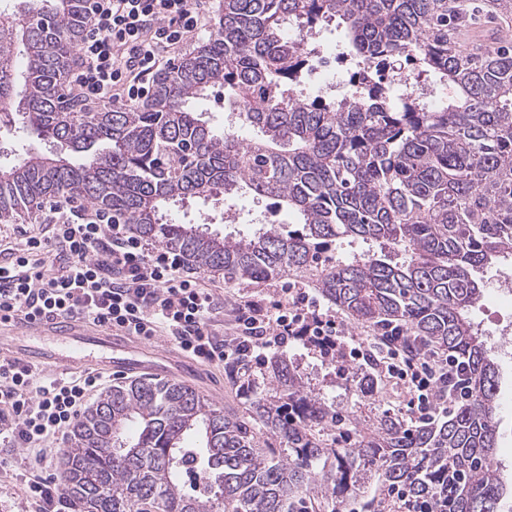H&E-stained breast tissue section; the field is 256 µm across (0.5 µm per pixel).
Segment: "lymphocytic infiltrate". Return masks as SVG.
<instances>
[{"mask_svg":"<svg viewBox=\"0 0 512 512\" xmlns=\"http://www.w3.org/2000/svg\"><path fill=\"white\" fill-rule=\"evenodd\" d=\"M202 16L199 0H89L73 82L89 100L120 104L145 96L168 52L201 29ZM44 208L50 235L27 237L0 262V316H65L139 339L164 336L217 366L248 358L263 368L266 349L294 340L330 355L362 356L361 344L342 342L334 317L296 285L268 306L240 303L229 333H220L216 293L184 275L180 256L141 239L111 211L57 201ZM375 346L390 372L408 379L420 416H429L442 362L407 350L395 336L379 337ZM106 383L92 372L40 381L33 367L0 358V466L7 450H36L27 496L37 512H62L64 493L46 461Z\"/></svg>","mask_w":512,"mask_h":512,"instance_id":"lymphocytic-infiltrate-1","label":"lymphocytic infiltrate"}]
</instances>
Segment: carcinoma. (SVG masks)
I'll list each match as a JSON object with an SVG mask.
<instances>
[{"label": "carcinoma", "instance_id": "obj_1", "mask_svg": "<svg viewBox=\"0 0 512 512\" xmlns=\"http://www.w3.org/2000/svg\"><path fill=\"white\" fill-rule=\"evenodd\" d=\"M88 0H18L0 22V105L19 101L37 137L72 154H24L0 166V221L73 198L124 218L135 234L231 288L288 275L312 279L354 325L400 330L418 352L448 354L434 389L446 416L410 425L384 409L375 358L352 374L342 418L284 354H274L253 414L280 447L176 381H120L75 422L60 457L75 512H341L371 478L382 492L363 512H386L385 490L448 501V512H504L512 490L494 466L497 362L469 312L476 272L512 257V36L491 52L448 47L468 15L448 0H222L215 30L163 69L151 92L90 110L63 79L84 34ZM343 28L344 54L367 71L408 66L451 98L397 102L298 92L308 57L297 33ZM25 57L20 67L18 56ZM221 84L247 141L215 131L195 105ZM275 200L300 228L255 220L240 237L170 219L189 200ZM370 247L337 253L341 243ZM196 475L185 490L188 473Z\"/></svg>", "mask_w": 512, "mask_h": 512}]
</instances>
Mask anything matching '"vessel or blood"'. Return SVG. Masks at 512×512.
<instances>
[{
    "instance_id": "1",
    "label": "vessel or blood",
    "mask_w": 512,
    "mask_h": 512,
    "mask_svg": "<svg viewBox=\"0 0 512 512\" xmlns=\"http://www.w3.org/2000/svg\"><path fill=\"white\" fill-rule=\"evenodd\" d=\"M0 335L30 337V345L13 353L14 358L24 363L38 361L64 370L85 361L89 349L101 347L109 350L106 365L115 372L127 375L147 369L145 363L127 358V351L133 348L130 341L98 331L71 318L22 320L2 317Z\"/></svg>"
}]
</instances>
